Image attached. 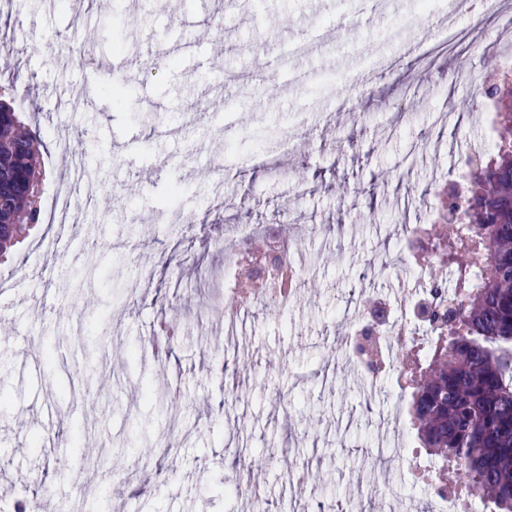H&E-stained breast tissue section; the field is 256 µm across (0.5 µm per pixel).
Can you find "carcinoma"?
<instances>
[{"instance_id": "obj_1", "label": "carcinoma", "mask_w": 512, "mask_h": 512, "mask_svg": "<svg viewBox=\"0 0 512 512\" xmlns=\"http://www.w3.org/2000/svg\"><path fill=\"white\" fill-rule=\"evenodd\" d=\"M493 77L491 97L512 105V69ZM501 126L495 153L463 160L461 203L446 207V223L412 228L419 251L440 258L420 310L446 309L448 320H426L432 336L410 344L403 374L420 447L454 473L449 488L512 512V112L501 113ZM39 159L36 135L0 99V255L42 220ZM275 245L283 288L292 251L286 238Z\"/></svg>"}]
</instances>
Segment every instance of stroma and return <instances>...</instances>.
<instances>
[{"mask_svg":"<svg viewBox=\"0 0 512 512\" xmlns=\"http://www.w3.org/2000/svg\"><path fill=\"white\" fill-rule=\"evenodd\" d=\"M512 0L458 16L434 37L448 0H0V83L41 135L40 201L65 184L58 139L82 155L105 209L82 208L69 246L50 252L49 223L0 255V506L20 472L46 474L49 512H410L434 490L416 457L380 450L413 441L409 390L376 383L345 355L356 304L394 299L411 270L408 231L442 207L461 156L499 129V105L473 83L512 40L489 48ZM89 13L87 57L133 72L127 99L88 91L61 45ZM310 43L307 57L288 53ZM269 66L250 77L249 59ZM175 67H168V59ZM386 60L365 72L364 59ZM311 73L305 87L293 70ZM233 72L236 85L219 76ZM363 83L346 85L348 73ZM276 86L281 107L256 105ZM351 107L334 111V97ZM38 98V107L26 98ZM456 106L448 117L444 103ZM298 143L292 153L282 141ZM155 170L152 182L144 174ZM177 213L164 204L172 184ZM290 232L299 278L290 303L260 308L224 334V244L237 225ZM177 318L163 359L147 344ZM31 336L22 351L16 329ZM142 349L138 362L130 349ZM75 394L59 396L61 385ZM399 424L384 426L393 408ZM38 452L15 462L16 445ZM262 467L248 496L224 480L240 458ZM298 475L288 482L285 472ZM386 473L394 493L371 496Z\"/></svg>","mask_w":512,"mask_h":512,"instance_id":"1","label":"stroma"}]
</instances>
